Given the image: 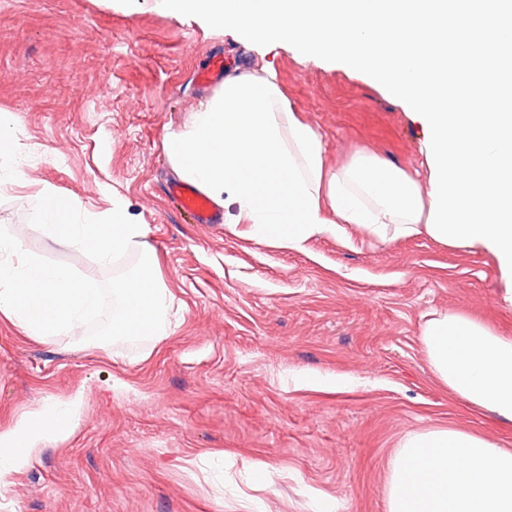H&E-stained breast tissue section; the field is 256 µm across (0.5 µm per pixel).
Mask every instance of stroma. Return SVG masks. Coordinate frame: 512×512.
Wrapping results in <instances>:
<instances>
[{
	"mask_svg": "<svg viewBox=\"0 0 512 512\" xmlns=\"http://www.w3.org/2000/svg\"><path fill=\"white\" fill-rule=\"evenodd\" d=\"M235 71L232 33L123 0H0V111L11 113L25 175L0 186V225L21 248L104 281L136 253L97 265L31 224L55 189L98 215L122 200L148 225L166 332L93 349L85 335L42 340L0 317V429L80 398L79 420L45 444L0 512H385L403 439L465 427L512 448V425L469 411L434 375L421 338L433 312L512 334L493 258L421 236L382 243L352 230L303 251L256 242L235 223H194L165 194L164 148L211 95L198 69ZM282 89L321 133L331 166L356 153L426 183L424 131L368 77L268 53ZM263 463L262 487L246 466Z\"/></svg>",
	"mask_w": 512,
	"mask_h": 512,
	"instance_id": "obj_1",
	"label": "stroma"
}]
</instances>
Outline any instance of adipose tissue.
<instances>
[{
    "label": "adipose tissue",
    "mask_w": 512,
    "mask_h": 512,
    "mask_svg": "<svg viewBox=\"0 0 512 512\" xmlns=\"http://www.w3.org/2000/svg\"><path fill=\"white\" fill-rule=\"evenodd\" d=\"M156 0L165 14L233 30L248 48H291L361 72L411 112L427 131V187L398 167L356 154L327 161L322 136L294 109L274 73L248 65L168 135L174 172L216 204L237 209L260 243L300 251L316 236L358 229L381 242L421 235L491 253L512 304V113L485 98L459 103L457 88L480 73L500 81L499 56H512V14L501 0H467L440 13L439 0ZM469 59L448 68L449 45ZM10 114L0 113V184L24 175ZM429 363L453 396L476 413L512 424V336L468 315H434L423 330ZM77 403L0 431V483L22 470L46 442L76 424ZM387 512H512V450L468 429L407 436L391 462Z\"/></svg>",
    "instance_id": "adipose-tissue-1"
}]
</instances>
